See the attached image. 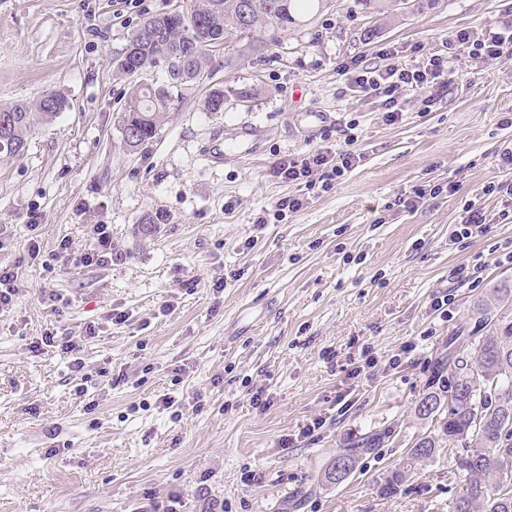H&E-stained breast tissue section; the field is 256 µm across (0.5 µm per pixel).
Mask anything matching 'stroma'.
Wrapping results in <instances>:
<instances>
[{
    "instance_id": "stroma-1",
    "label": "stroma",
    "mask_w": 512,
    "mask_h": 512,
    "mask_svg": "<svg viewBox=\"0 0 512 512\" xmlns=\"http://www.w3.org/2000/svg\"><path fill=\"white\" fill-rule=\"evenodd\" d=\"M193 4L0 0V105L51 91L69 103L22 156L0 158V264L19 272L0 311V512H142L172 499L179 512H449L465 483L449 479L447 451L415 464L396 494L380 487L431 429L414 408L435 359L452 346L471 354L478 301L512 283V223L484 192L512 177L497 164L512 147V56L455 41L481 36L512 0L421 12L392 0L381 16L357 0H303L266 63L235 44L212 48L157 135L126 152L130 81L116 61L144 20ZM388 48L413 67L451 58L443 97L426 109L401 93L394 123L341 74ZM218 89L224 109L207 111ZM244 122L264 127L259 151L208 165L200 147ZM347 128L361 160L332 190L274 175L277 161L339 148ZM429 185L437 197L407 205ZM290 195L306 196L302 210L272 219ZM470 206L488 222L462 238ZM96 224L112 260L78 265ZM461 264L479 268V283L450 281ZM50 291L58 302H43ZM446 296L443 315L434 303ZM47 334L80 341L82 383L61 348L32 350ZM365 346L376 364L350 377ZM259 388L263 408L251 401ZM387 427L392 437L346 481H323L351 438Z\"/></svg>"
}]
</instances>
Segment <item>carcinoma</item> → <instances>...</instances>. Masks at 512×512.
Segmentation results:
<instances>
[{
  "instance_id": "cac0c4a2",
  "label": "carcinoma",
  "mask_w": 512,
  "mask_h": 512,
  "mask_svg": "<svg viewBox=\"0 0 512 512\" xmlns=\"http://www.w3.org/2000/svg\"><path fill=\"white\" fill-rule=\"evenodd\" d=\"M300 0H195L190 12L172 17L162 13L148 18L131 35L128 47L117 60L123 74L131 66L157 70L164 75L161 85L139 84L122 107L119 126L121 145L137 152L156 135L174 97V91L198 78L208 47L226 39L244 41L247 49L263 55L279 42L278 34L297 24ZM68 107L56 93L43 96L33 105L0 106L8 114L11 130L0 136V155L23 154L36 127L53 121ZM488 330L478 340L474 356L461 357L452 349L436 361L428 387L415 407V415L431 422L433 430L419 437L406 464L392 470L381 487L386 496L395 494L410 467L433 457L448 442L453 457L450 473L463 479L465 492L452 512H512V487L502 479V462L512 458V285L502 283L491 297L477 304ZM475 378L473 386L457 394L452 403L448 387ZM392 436V429L353 438L336 455L324 478L336 481V468L348 477L359 459L372 453Z\"/></svg>"
}]
</instances>
